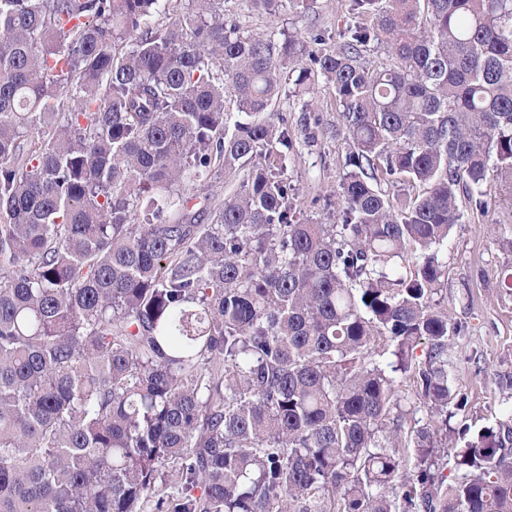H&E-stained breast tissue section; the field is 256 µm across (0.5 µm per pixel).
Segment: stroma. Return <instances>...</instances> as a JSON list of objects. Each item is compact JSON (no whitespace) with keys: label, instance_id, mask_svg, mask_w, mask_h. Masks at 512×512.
<instances>
[{"label":"stroma","instance_id":"stroma-1","mask_svg":"<svg viewBox=\"0 0 512 512\" xmlns=\"http://www.w3.org/2000/svg\"><path fill=\"white\" fill-rule=\"evenodd\" d=\"M347 0H316L307 11L284 9L277 15L255 11L249 0H226L224 10L243 29L279 40L285 35L335 36L345 19ZM319 115L333 126L339 121V107L333 88L315 80L306 95L282 92L274 112L297 118L302 108ZM345 151L339 140L310 147L297 142L288 160V175L294 185L295 204L303 218L332 223L324 203L335 194L343 172ZM490 202L485 216L466 215L456 225L440 257L448 270V313L467 329L459 351L460 368L455 386L466 392V414L475 427L490 426L500 418L506 395L494 383L500 372H512V295L498 286V273L512 264V254L501 251L493 240L494 225L512 226V201L498 182L483 187Z\"/></svg>","mask_w":512,"mask_h":512}]
</instances>
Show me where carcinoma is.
Wrapping results in <instances>:
<instances>
[{
  "label": "carcinoma",
  "mask_w": 512,
  "mask_h": 512,
  "mask_svg": "<svg viewBox=\"0 0 512 512\" xmlns=\"http://www.w3.org/2000/svg\"><path fill=\"white\" fill-rule=\"evenodd\" d=\"M191 2L0 0V512H512L438 255L487 181L512 201V0H348L334 47ZM295 70L340 106L301 123L344 140L334 224L270 164ZM219 171L210 211L176 192Z\"/></svg>",
  "instance_id": "obj_1"
}]
</instances>
